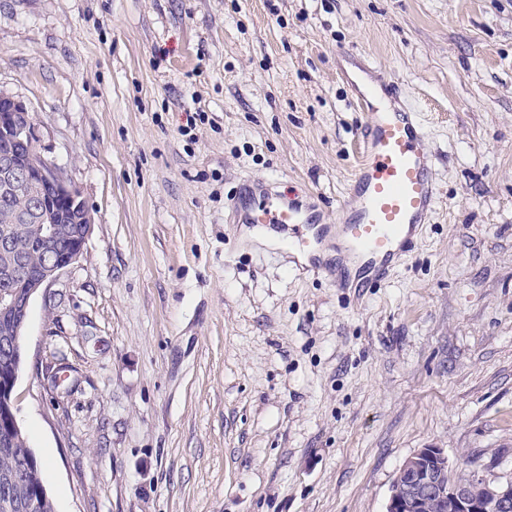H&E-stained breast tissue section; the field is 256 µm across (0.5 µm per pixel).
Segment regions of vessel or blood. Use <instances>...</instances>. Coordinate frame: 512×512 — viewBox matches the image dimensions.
Masks as SVG:
<instances>
[{
    "label": "vessel or blood",
    "mask_w": 512,
    "mask_h": 512,
    "mask_svg": "<svg viewBox=\"0 0 512 512\" xmlns=\"http://www.w3.org/2000/svg\"><path fill=\"white\" fill-rule=\"evenodd\" d=\"M397 90L391 78L372 72L355 87L366 116L363 153L350 188L352 202L336 225L324 223L298 193L265 180L248 182L230 200L234 223L293 226L289 247L313 264L321 241L336 235L348 262L357 263L363 285L382 280L393 260L410 251L437 200V157L417 113L398 101Z\"/></svg>",
    "instance_id": "vessel-or-blood-1"
}]
</instances>
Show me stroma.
Wrapping results in <instances>:
<instances>
[{
  "label": "stroma",
  "instance_id": "stroma-1",
  "mask_svg": "<svg viewBox=\"0 0 512 512\" xmlns=\"http://www.w3.org/2000/svg\"><path fill=\"white\" fill-rule=\"evenodd\" d=\"M344 48L444 154L373 288L227 221L248 180L350 203ZM0 89L94 218L13 393L55 512H386L423 448L512 479V0H0Z\"/></svg>",
  "mask_w": 512,
  "mask_h": 512
}]
</instances>
